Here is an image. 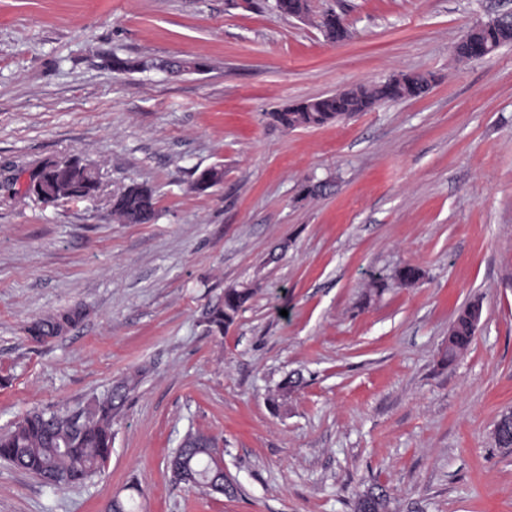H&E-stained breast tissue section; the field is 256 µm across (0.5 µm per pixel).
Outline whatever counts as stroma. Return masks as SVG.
I'll return each instance as SVG.
<instances>
[{
  "label": "stroma",
  "instance_id": "35a3bbf8",
  "mask_svg": "<svg viewBox=\"0 0 512 512\" xmlns=\"http://www.w3.org/2000/svg\"><path fill=\"white\" fill-rule=\"evenodd\" d=\"M272 4L0 0V433L138 381L101 472L53 489L0 460V512H355L369 490L386 512H512L494 433L512 410V44L453 53L512 0H309L304 19ZM330 11L345 40L319 28ZM174 58L205 66L163 69ZM406 72L429 93L316 128L269 117ZM73 158L95 198L27 194L33 169ZM211 167L222 182L196 189ZM132 183L153 188L152 223L113 215ZM244 284L212 334L209 308ZM475 301L472 345L442 365ZM72 307L64 335H27ZM190 431L222 450L231 494L173 481ZM254 289L250 286L230 288L224 293V303L213 306L207 316L211 332L223 335L224 328L231 325L245 303L252 297Z\"/></svg>",
  "mask_w": 512,
  "mask_h": 512
}]
</instances>
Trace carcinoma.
Masks as SVG:
<instances>
[{
    "label": "carcinoma",
    "mask_w": 512,
    "mask_h": 512,
    "mask_svg": "<svg viewBox=\"0 0 512 512\" xmlns=\"http://www.w3.org/2000/svg\"><path fill=\"white\" fill-rule=\"evenodd\" d=\"M276 12L294 17L308 12L307 0H275ZM319 27L331 40L342 37V28L336 17L326 13ZM512 41V27L485 21L471 27L457 42L456 55L473 58V49H483L485 55ZM429 79L421 74L406 73L403 80H388L368 86H357L334 94L309 98L285 106L271 113L272 119L289 130L319 127L367 112L382 102L399 101L424 96L430 90ZM224 172L212 167L199 173L196 187L208 189L223 179ZM36 183L29 185L28 193L45 204L59 201L86 200L96 196L100 183L95 172L78 160L47 162L32 175ZM112 214L124 224H149L156 215L152 190L143 184H131L112 196ZM254 289L246 285L230 288L224 293V302L213 306L207 316L210 331L224 334ZM75 322L80 314L69 310L56 312L33 321L27 327L28 335L43 342L60 334L61 320ZM471 307L462 309L448 329V349L442 362L456 359L470 346L475 328ZM136 381L125 379L112 386L106 395L74 415L69 410L52 412L33 411L18 421L10 430L0 434V459L40 478L46 485L62 488L81 484L94 476L112 453V423L124 405ZM297 386L287 377L281 381L270 401L280 406ZM495 435L504 448L512 447V413L496 423ZM214 445L210 437L187 433L174 452L181 460L183 470L190 476L189 484L213 491L222 467L212 456ZM356 512H385L382 496L370 493L364 502L357 503Z\"/></svg>",
    "instance_id": "1"
}]
</instances>
